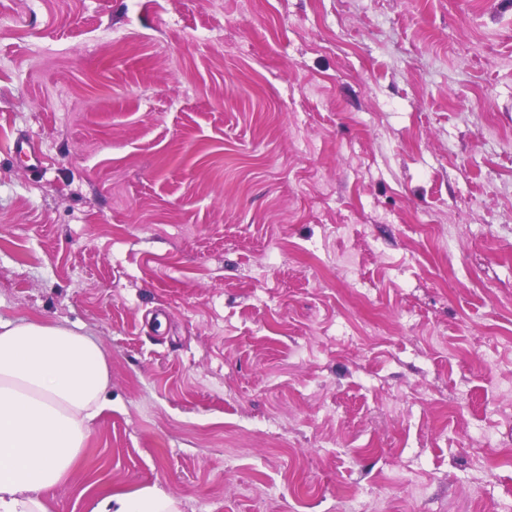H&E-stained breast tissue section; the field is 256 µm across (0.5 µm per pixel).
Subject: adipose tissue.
I'll list each match as a JSON object with an SVG mask.
<instances>
[{"label": "adipose tissue", "mask_w": 512, "mask_h": 512, "mask_svg": "<svg viewBox=\"0 0 512 512\" xmlns=\"http://www.w3.org/2000/svg\"><path fill=\"white\" fill-rule=\"evenodd\" d=\"M109 366L92 337L60 325L0 319V512H46L42 494L82 460L111 405ZM91 512H177L153 489L107 492Z\"/></svg>", "instance_id": "obj_1"}]
</instances>
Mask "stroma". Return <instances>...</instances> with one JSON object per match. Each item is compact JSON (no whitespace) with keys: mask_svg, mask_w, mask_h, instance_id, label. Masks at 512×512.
Wrapping results in <instances>:
<instances>
[{"mask_svg":"<svg viewBox=\"0 0 512 512\" xmlns=\"http://www.w3.org/2000/svg\"><path fill=\"white\" fill-rule=\"evenodd\" d=\"M0 317L109 365L48 512H507L512 0H0ZM11 152L20 160L28 163V167L37 170L42 165V152L38 145L26 137H15L10 144ZM90 512H178L175 501L153 489L137 493L112 491L101 495Z\"/></svg>","mask_w":512,"mask_h":512,"instance_id":"35a3bbf8","label":"stroma"}]
</instances>
